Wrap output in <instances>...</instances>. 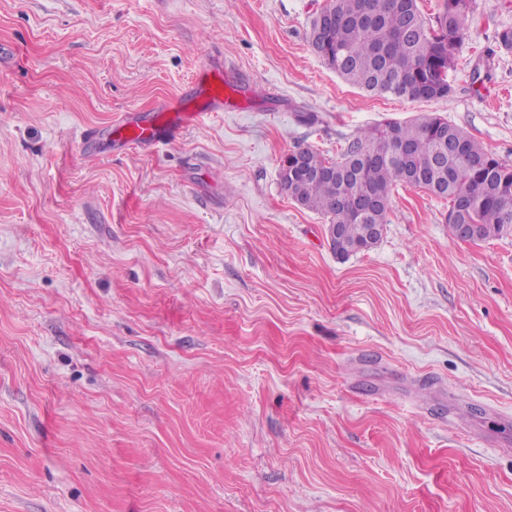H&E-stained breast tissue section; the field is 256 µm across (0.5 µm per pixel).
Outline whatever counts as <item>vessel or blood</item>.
Returning <instances> with one entry per match:
<instances>
[{
  "mask_svg": "<svg viewBox=\"0 0 512 512\" xmlns=\"http://www.w3.org/2000/svg\"><path fill=\"white\" fill-rule=\"evenodd\" d=\"M249 99L246 87L224 68L205 67L192 89L159 103L149 116L132 114L124 120L87 132L83 148L99 138L120 141L123 146L148 149L172 137L185 123L212 112H238Z\"/></svg>",
  "mask_w": 512,
  "mask_h": 512,
  "instance_id": "b4317fda",
  "label": "vessel or blood"
}]
</instances>
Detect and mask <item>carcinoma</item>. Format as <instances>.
Here are the masks:
<instances>
[{
    "label": "carcinoma",
    "instance_id": "obj_1",
    "mask_svg": "<svg viewBox=\"0 0 512 512\" xmlns=\"http://www.w3.org/2000/svg\"><path fill=\"white\" fill-rule=\"evenodd\" d=\"M474 0H443L434 23L418 0H328L308 43L338 76L374 95L432 101L452 92L448 72L468 37ZM407 146L404 154L396 153ZM282 190L336 228L337 258L367 251L374 226L387 224L396 186L421 188L449 203L450 224H470L472 240L512 233V163L493 156L461 127L434 115L360 130L334 158L310 147L288 153Z\"/></svg>",
    "mask_w": 512,
    "mask_h": 512
}]
</instances>
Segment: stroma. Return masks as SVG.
<instances>
[{
	"label": "stroma",
	"mask_w": 512,
	"mask_h": 512,
	"mask_svg": "<svg viewBox=\"0 0 512 512\" xmlns=\"http://www.w3.org/2000/svg\"><path fill=\"white\" fill-rule=\"evenodd\" d=\"M326 2L0 0V512H512V234L399 186L339 260L278 180L421 114L512 161V0L433 101L329 69ZM211 62L245 110L84 154Z\"/></svg>",
	"instance_id": "stroma-1"
}]
</instances>
